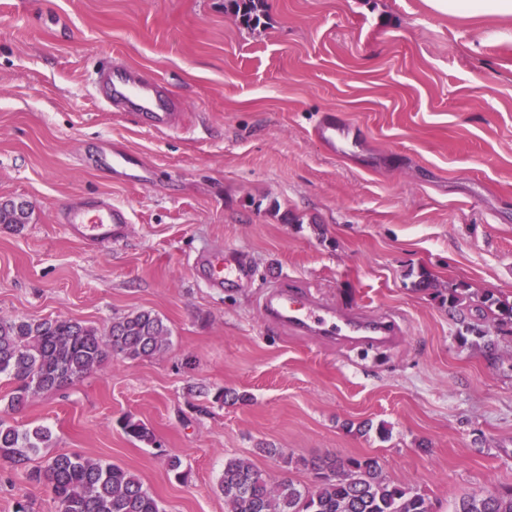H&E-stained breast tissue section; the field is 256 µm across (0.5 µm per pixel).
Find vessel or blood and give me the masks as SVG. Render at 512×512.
Here are the masks:
<instances>
[{
    "mask_svg": "<svg viewBox=\"0 0 512 512\" xmlns=\"http://www.w3.org/2000/svg\"><path fill=\"white\" fill-rule=\"evenodd\" d=\"M103 86L108 104L136 110L158 127L174 125L180 105L157 83L141 80L129 70H114L105 74ZM313 134L332 147L350 136L351 125L340 115L329 112L314 124ZM64 220L77 238L100 244L120 242L130 222L123 206L104 201L72 208ZM196 273L198 280L216 289L235 288L252 278L247 265L221 254L201 256ZM262 312L267 321L290 332L346 343L362 350L391 345L402 334L400 323L393 317H363L341 311L334 305L304 296L292 283L268 293Z\"/></svg>",
    "mask_w": 512,
    "mask_h": 512,
    "instance_id": "b4317fda",
    "label": "vessel or blood"
}]
</instances>
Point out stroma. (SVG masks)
I'll return each instance as SVG.
<instances>
[{
  "label": "stroma",
  "mask_w": 512,
  "mask_h": 512,
  "mask_svg": "<svg viewBox=\"0 0 512 512\" xmlns=\"http://www.w3.org/2000/svg\"><path fill=\"white\" fill-rule=\"evenodd\" d=\"M160 82L178 123L147 127L107 107L101 72ZM336 112L362 139L332 154L313 135ZM125 157L142 182L99 169ZM124 206L126 238L70 236V206ZM0 317L72 319L107 331L149 310L171 330L147 360L113 356L37 396L14 421L52 432L43 456L77 452L138 475L166 512H224L225 459L270 479V444L308 460L377 457L433 512L512 486V335L475 298L512 300V15L452 16L427 0H266L259 25L226 0H0ZM235 255L251 283L194 276ZM462 282L448 310L413 287ZM348 312L395 314L386 350L317 342L264 319L282 282ZM496 341L487 355L464 323ZM239 394L218 403L217 389ZM130 415L167 456L129 438ZM189 470L177 480L167 466ZM50 512L44 485L0 468V512Z\"/></svg>",
  "instance_id": "1"
}]
</instances>
